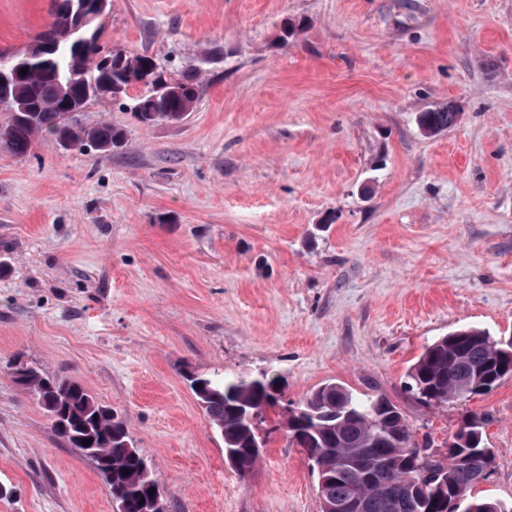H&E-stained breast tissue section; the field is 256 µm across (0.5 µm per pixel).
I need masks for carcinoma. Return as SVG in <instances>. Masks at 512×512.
<instances>
[{
  "instance_id": "obj_1",
  "label": "carcinoma",
  "mask_w": 512,
  "mask_h": 512,
  "mask_svg": "<svg viewBox=\"0 0 512 512\" xmlns=\"http://www.w3.org/2000/svg\"><path fill=\"white\" fill-rule=\"evenodd\" d=\"M70 0H52L53 20L37 36L51 46L42 56H14L18 68L11 97L25 103L27 110L11 113L3 137L11 151L25 155L35 139L50 136L68 141L78 151L87 148L107 152L124 141L123 130L109 122L83 126L67 123L63 114L80 112L86 105L105 95L125 98L135 85L149 87L146 94L131 99L130 109L137 120L147 126L157 122H178L193 111L198 97L199 73L193 72L175 82L168 81L150 55L129 54L123 50L109 52L100 43L101 24L83 42L58 40L64 23L74 18L66 14ZM459 112L453 106L436 108L419 116L424 134L433 136L457 124ZM468 344L460 348L449 336H442L425 347L407 371L406 389L428 406H439L458 399L459 391L470 385V373L484 367L492 376L487 389H473L484 394L503 379L497 371L498 350L495 337L471 327ZM15 381L36 394L55 421L53 428L71 447L79 448L76 439L91 440L90 447L100 454L108 467L99 469L113 500L130 501L129 512H150L149 504L139 505L147 490L156 485L151 471L143 468V454L132 444L124 423L112 409L100 404L80 383L52 379L24 364L14 370ZM197 399L203 404L211 425L224 438V447L237 448L241 454L237 472L248 477L259 456L249 452L259 439L258 425L264 412L277 406L282 390L279 379L266 373L258 377L212 375L202 379ZM469 434L458 447L469 450V466L474 472L484 470L489 462L481 448L484 442V418L469 413L463 418ZM290 441L308 456L319 454L325 459L330 478L321 488V496L336 500L360 496L364 512H433L432 498L436 485L450 497H459L466 512H512L503 503L470 495L472 487L464 484L452 464L453 454L414 466L405 455L413 432L402 411L383 395H357L335 383L324 384L287 410L284 423ZM360 450L383 465L379 483H361L357 471L344 458ZM395 458L404 461L407 472L415 475L416 484L404 482L401 472L386 467Z\"/></svg>"
}]
</instances>
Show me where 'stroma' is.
<instances>
[{
  "instance_id": "stroma-1",
  "label": "stroma",
  "mask_w": 512,
  "mask_h": 512,
  "mask_svg": "<svg viewBox=\"0 0 512 512\" xmlns=\"http://www.w3.org/2000/svg\"><path fill=\"white\" fill-rule=\"evenodd\" d=\"M51 0H0V51ZM299 24L284 37L285 23ZM101 42L201 71L179 122L91 101L109 153L0 141V512H114L94 463L14 379H72L124 421L168 512H321L316 473L259 426L248 478L185 372L379 392L444 452L486 417L477 496L512 503V377L438 407L404 390L435 339L512 336V0H112ZM454 105L426 136L421 112Z\"/></svg>"
}]
</instances>
